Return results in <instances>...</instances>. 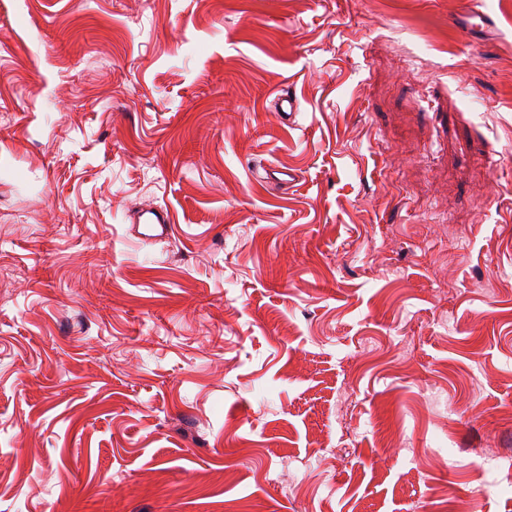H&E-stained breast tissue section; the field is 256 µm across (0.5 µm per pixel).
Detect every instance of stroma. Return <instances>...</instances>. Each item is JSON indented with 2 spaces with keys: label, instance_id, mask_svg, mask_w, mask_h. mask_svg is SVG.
Masks as SVG:
<instances>
[{
  "label": "stroma",
  "instance_id": "1",
  "mask_svg": "<svg viewBox=\"0 0 512 512\" xmlns=\"http://www.w3.org/2000/svg\"><path fill=\"white\" fill-rule=\"evenodd\" d=\"M468 7L0 0V512H512V0ZM134 223L145 224V239H168L175 230V224L168 209L158 208L154 210L139 211L131 216Z\"/></svg>",
  "mask_w": 512,
  "mask_h": 512
}]
</instances>
